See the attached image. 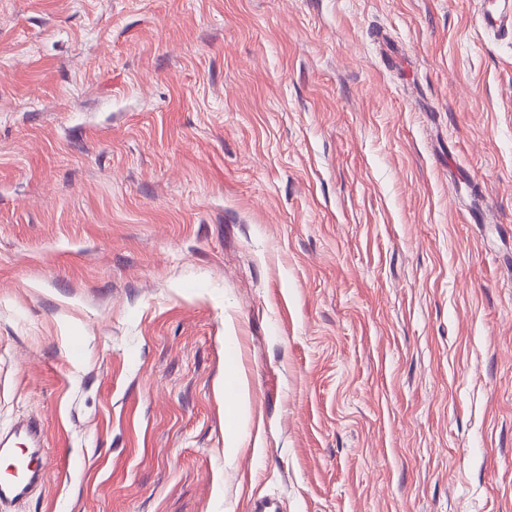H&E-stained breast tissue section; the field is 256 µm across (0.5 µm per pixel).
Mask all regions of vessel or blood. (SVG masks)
<instances>
[{
  "label": "vessel or blood",
  "instance_id": "obj_1",
  "mask_svg": "<svg viewBox=\"0 0 512 512\" xmlns=\"http://www.w3.org/2000/svg\"><path fill=\"white\" fill-rule=\"evenodd\" d=\"M479 24L490 29L501 38L512 40V0H482ZM12 440L25 442L31 453L30 458L17 459L10 477L0 479V507L9 506L26 499L32 490L42 482L44 470L41 465L32 463V455L41 450V434L36 426L29 423L15 425ZM12 440L0 441V453L12 454Z\"/></svg>",
  "mask_w": 512,
  "mask_h": 512
}]
</instances>
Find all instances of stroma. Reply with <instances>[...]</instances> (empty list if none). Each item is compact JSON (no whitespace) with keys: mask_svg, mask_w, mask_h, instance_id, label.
<instances>
[{"mask_svg":"<svg viewBox=\"0 0 512 512\" xmlns=\"http://www.w3.org/2000/svg\"><path fill=\"white\" fill-rule=\"evenodd\" d=\"M478 7L0 0V433L45 448L15 512H512ZM9 435H13L15 441L19 440L25 442L28 446L27 450L30 451V455H37L41 452L43 456L44 448H41V434L36 426L30 423L17 424L9 432ZM15 441L9 443V440L2 437L0 440V453L11 455L15 450V448H12Z\"/></svg>","mask_w":512,"mask_h":512,"instance_id":"35a3bbf8","label":"stroma"}]
</instances>
